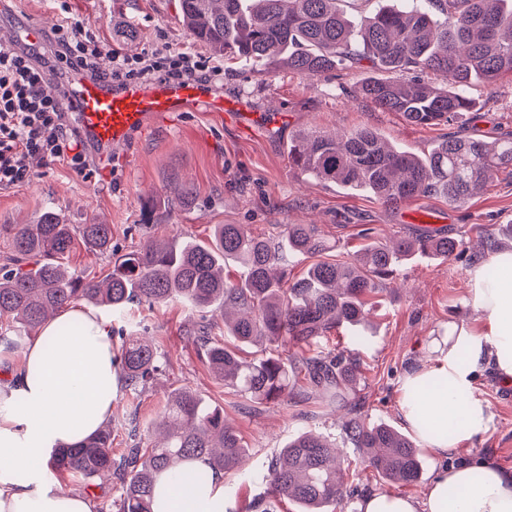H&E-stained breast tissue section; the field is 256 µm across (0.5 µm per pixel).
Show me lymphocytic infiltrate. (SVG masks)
<instances>
[{
	"instance_id": "1",
	"label": "lymphocytic infiltrate",
	"mask_w": 512,
	"mask_h": 512,
	"mask_svg": "<svg viewBox=\"0 0 512 512\" xmlns=\"http://www.w3.org/2000/svg\"><path fill=\"white\" fill-rule=\"evenodd\" d=\"M65 16L48 34L49 54L22 49L13 39L0 38V187L27 181L33 165L49 166L66 161L75 172L90 165L76 117L61 86H48L46 67L62 71L80 68L93 77L113 82L191 80L214 83L218 67L197 60L186 51L166 45L152 46L136 54L105 49L93 30ZM108 66H101V57Z\"/></svg>"
}]
</instances>
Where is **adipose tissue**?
Here are the masks:
<instances>
[{"mask_svg":"<svg viewBox=\"0 0 512 512\" xmlns=\"http://www.w3.org/2000/svg\"><path fill=\"white\" fill-rule=\"evenodd\" d=\"M495 281L475 276L470 290L481 330L458 337L466 360L448 353L432 370L419 367L402 384L400 410L415 435L436 456L445 457L464 441L486 433L491 415L473 384L476 369L493 363L512 383V250L495 253ZM56 343L54 352L46 340ZM109 325L93 310L75 305L45 322L21 349L17 363L0 375V512H95L89 495L56 485L44 466L48 449L88 439L112 417L120 389ZM439 375L441 388L414 396V385ZM24 412H16V404ZM460 422L455 436L444 427ZM462 491L448 496L449 487ZM153 512H224V476H210L205 488L173 486L157 478ZM358 512H512V470L491 462H462L440 469L422 500L387 492L365 494Z\"/></svg>","mask_w":512,"mask_h":512,"instance_id":"adipose-tissue-1","label":"adipose tissue"}]
</instances>
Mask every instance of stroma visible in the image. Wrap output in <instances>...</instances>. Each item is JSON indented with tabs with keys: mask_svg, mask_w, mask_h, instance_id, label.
Listing matches in <instances>:
<instances>
[{
	"mask_svg": "<svg viewBox=\"0 0 512 512\" xmlns=\"http://www.w3.org/2000/svg\"><path fill=\"white\" fill-rule=\"evenodd\" d=\"M71 6L108 46L134 54L165 43L188 49L210 65L220 64L191 36L178 0H71ZM58 18L56 0H12L8 13L0 15V26L40 23L49 28ZM131 30L136 33L132 39L127 36ZM223 67L225 97L246 101L256 116L251 133H242L238 120L200 107L152 118L112 157L91 161L84 173L62 161L35 168L29 181L0 188V266L12 256L10 225L34 223L48 207L67 224L111 225L112 243L122 249L138 245L141 224L152 225L155 237L172 243L187 236L208 239L217 224H246L263 236L289 224H314L329 245L325 260L339 263L350 261L368 240L411 237L431 224L462 239L468 254L475 255L483 249L487 229L512 223V174H501L458 207L440 197H422L392 208L373 195L350 193L299 173L288 157V139L299 131L368 126L418 155L446 135V127L413 126L397 113L356 98L354 88L369 76L368 68L307 77L285 68L269 74L262 64L249 61ZM469 95L475 106L465 116L467 128L488 141L512 132V75L490 86L471 85ZM185 187L193 191L187 207L179 200ZM482 267L476 260L443 263L418 256L384 282L374 298L373 328L358 349L365 422L407 431L400 411L403 379L416 367L437 366L454 343L455 331L473 322L469 288ZM101 315L113 334L151 337L165 363L146 390L120 389L112 406L113 448L122 450L138 439L153 441L168 394L191 389L223 405L249 450L244 466L224 477L233 490L224 501L225 512H256L259 500L269 512H298L295 502L270 498L266 484L249 480L248 473L298 432L341 438L343 410L317 395L304 403L284 400L259 407L234 395L188 338L200 313L180 303L140 305L120 313L105 309ZM475 385L492 415L489 430L463 442L447 459L424 452L421 481L402 487L401 495L420 498L446 462L483 460L512 469V385L503 384L487 366L477 372Z\"/></svg>",
	"mask_w": 512,
	"mask_h": 512,
	"instance_id": "35a3bbf8",
	"label": "stroma"
}]
</instances>
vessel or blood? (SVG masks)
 I'll use <instances>...</instances> for the list:
<instances>
[{"mask_svg": "<svg viewBox=\"0 0 512 512\" xmlns=\"http://www.w3.org/2000/svg\"><path fill=\"white\" fill-rule=\"evenodd\" d=\"M68 96L76 112L79 132L97 155H111L127 143L150 117L204 107L210 112H230L249 117L247 105L224 99L191 81L112 84L72 70L65 76Z\"/></svg>", "mask_w": 512, "mask_h": 512, "instance_id": "obj_1", "label": "vessel or blood"}]
</instances>
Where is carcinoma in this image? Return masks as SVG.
Segmentation results:
<instances>
[{"instance_id":"obj_1","label":"carcinoma","mask_w":512,"mask_h":512,"mask_svg":"<svg viewBox=\"0 0 512 512\" xmlns=\"http://www.w3.org/2000/svg\"><path fill=\"white\" fill-rule=\"evenodd\" d=\"M183 22L196 41L226 60L263 63L274 73L288 70L318 76L367 66L383 73L361 82L356 96L416 126H449L470 111L468 88L493 84L512 74V0H423L409 7H384L356 24L336 0H179ZM441 72L435 88L399 75ZM293 165L321 183L367 190L387 206L419 197H442L461 205L512 168V136L489 144L450 135L421 157L383 139L370 127L340 134L301 131L288 147ZM143 244L121 252L112 247L110 224H64L51 209L33 224L9 228L15 256L0 269V337L31 334L56 311L83 301L123 309L179 300L224 313V333L205 321L193 341L211 372L233 393L255 404L301 401L318 393L344 407L350 418L343 443L390 483L418 482L422 462L414 440L386 423L362 419L357 392L360 364L355 353L315 351L320 338L366 323L370 300L381 281L412 256L447 262L462 254L463 242L422 233L389 246L367 245L349 263L318 262L290 283L285 268L294 254L327 250L313 224H289L278 242L251 234L244 224H216L207 241L160 242L152 225L139 224ZM111 257L101 277L75 275L68 258L76 244ZM233 261L243 269L235 283L224 277ZM233 338L228 347L222 337ZM256 347L254 358L238 355ZM125 386L137 391L161 368L154 344L133 338L116 357ZM160 440L137 442L115 453L112 425L82 444L51 451L48 467L59 478L77 473L87 484L104 473L120 483L117 512H152L157 476L172 472L185 485L202 487L209 472L237 470L248 455L224 408L186 388L173 391L165 406ZM342 454L336 444L311 431L297 433L264 466L250 474L264 481L271 497L289 499L301 512L345 508L360 491L337 479ZM202 462L203 470L195 466Z\"/></svg>"}]
</instances>
